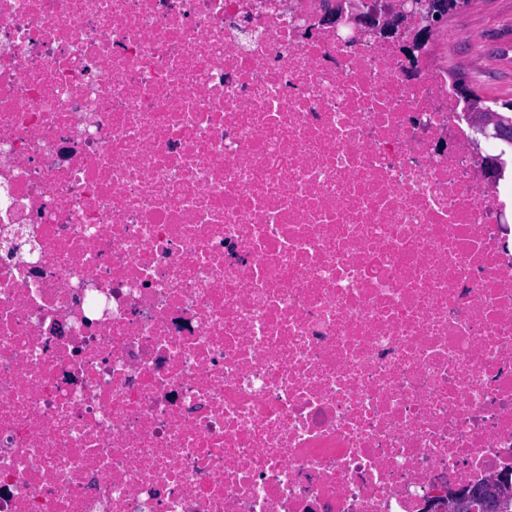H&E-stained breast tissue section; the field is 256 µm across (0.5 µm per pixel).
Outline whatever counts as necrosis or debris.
Segmentation results:
<instances>
[{
  "label": "necrosis or debris",
  "mask_w": 512,
  "mask_h": 512,
  "mask_svg": "<svg viewBox=\"0 0 512 512\" xmlns=\"http://www.w3.org/2000/svg\"><path fill=\"white\" fill-rule=\"evenodd\" d=\"M0 0V512H420L512 471V225L448 31Z\"/></svg>",
  "instance_id": "4bbe7bcc"
}]
</instances>
